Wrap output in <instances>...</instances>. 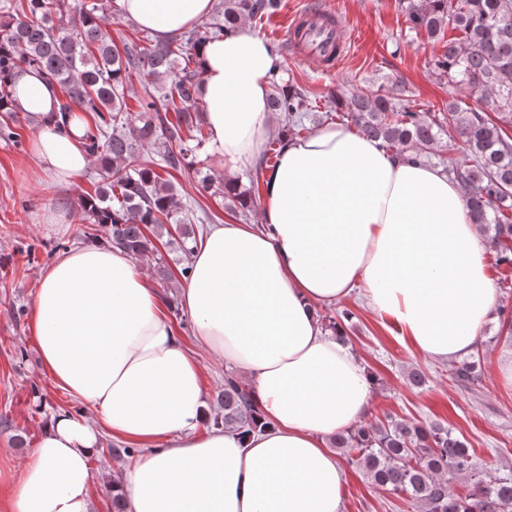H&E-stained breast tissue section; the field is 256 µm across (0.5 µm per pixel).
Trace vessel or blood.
Instances as JSON below:
<instances>
[{
	"instance_id": "b4317fda",
	"label": "vessel or blood",
	"mask_w": 512,
	"mask_h": 512,
	"mask_svg": "<svg viewBox=\"0 0 512 512\" xmlns=\"http://www.w3.org/2000/svg\"><path fill=\"white\" fill-rule=\"evenodd\" d=\"M341 14L323 0L320 7L296 15L283 34L291 55L315 61L323 70L340 65L347 52Z\"/></svg>"
}]
</instances>
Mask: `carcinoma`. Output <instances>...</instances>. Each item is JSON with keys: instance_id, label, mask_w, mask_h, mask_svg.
<instances>
[{"instance_id": "cac0c4a2", "label": "carcinoma", "mask_w": 512, "mask_h": 512, "mask_svg": "<svg viewBox=\"0 0 512 512\" xmlns=\"http://www.w3.org/2000/svg\"><path fill=\"white\" fill-rule=\"evenodd\" d=\"M111 0H0V112L12 111L8 74L23 65L43 73L61 91L56 112L67 124L73 112L89 114L83 148L94 158V193L81 197L82 219L98 225L113 247L154 262L164 282L173 273L157 241L180 255L185 277L197 244L195 225L204 219L181 202L171 171L194 164L203 131L191 110L200 95L197 48L240 23L275 14L281 0H219L217 18L165 43L112 45L104 25ZM409 31L441 44L430 69L448 82L452 95L439 113L423 112L403 99L404 82L385 92L341 93L336 119L377 140L386 151L424 160L446 139L460 144L466 160H449L448 176L465 189L471 223L486 237L495 265L512 269V0H399ZM148 89L137 99L139 117L127 104L132 75ZM481 95L482 106L468 105L459 93ZM271 111L281 133L312 131L319 105L304 91L273 78ZM174 118H169V113ZM280 140L266 145L262 161L247 174L248 184L224 182L198 173V192L219 200L233 215L246 217L259 193L260 177L278 155ZM153 151L140 163L141 150ZM344 310L325 328L348 341ZM449 379L471 389L479 382V360L471 356L453 366ZM217 400L223 413L213 424L249 431L260 413L251 394L232 374L224 377ZM331 447L363 470L371 484L420 505V512H512V472L489 476L470 448L439 421L407 423L391 415L336 433ZM470 480L469 492L456 496L449 483Z\"/></svg>"}]
</instances>
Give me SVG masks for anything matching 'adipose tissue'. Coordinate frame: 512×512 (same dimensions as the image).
<instances>
[{"instance_id":"1","label":"adipose tissue","mask_w":512,"mask_h":512,"mask_svg":"<svg viewBox=\"0 0 512 512\" xmlns=\"http://www.w3.org/2000/svg\"><path fill=\"white\" fill-rule=\"evenodd\" d=\"M117 3L165 40L214 0ZM199 59L208 156L230 172L255 163L272 127V47L244 23ZM12 83L41 180L75 183L90 165L85 114L59 127L55 84L28 67ZM264 197L260 223L210 225L179 302L197 344L245 376L266 428L207 427L201 366L160 290L124 251L76 247L44 272L30 329L43 368L95 416L52 412L0 512H94L90 462L106 436L142 451L113 476L128 512H340L345 472L328 440L365 415L370 386L316 307L363 289L424 356L461 359L496 302L485 243L459 183L342 124L283 139Z\"/></svg>"}]
</instances>
